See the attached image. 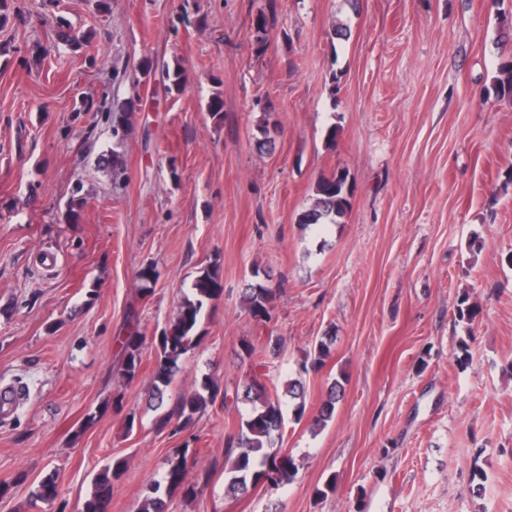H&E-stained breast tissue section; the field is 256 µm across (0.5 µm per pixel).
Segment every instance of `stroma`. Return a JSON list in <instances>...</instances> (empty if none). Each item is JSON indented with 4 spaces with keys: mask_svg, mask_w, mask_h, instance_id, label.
I'll return each mask as SVG.
<instances>
[{
    "mask_svg": "<svg viewBox=\"0 0 512 512\" xmlns=\"http://www.w3.org/2000/svg\"><path fill=\"white\" fill-rule=\"evenodd\" d=\"M108 2L8 0L0 28V390H27L0 411V512H81L115 459L127 471L109 512H137L139 489L181 455L188 482L209 481L168 512H512V102L495 89L512 0H277L263 34L268 0ZM61 21L91 31L83 52L55 43ZM146 59L125 129L78 113ZM176 65L171 92L161 71ZM103 148L121 173L99 167ZM341 170L348 214L302 231L318 179ZM76 188L87 204L73 222ZM213 264L224 292L165 402L206 377L227 397L172 436L150 403L153 338ZM256 267L277 291L267 324L242 302ZM465 295L469 325L454 319ZM133 329L147 342L125 386L119 341ZM326 336L323 367L298 374ZM253 374L302 381L305 415L282 442L298 470L233 499L224 442ZM336 382L334 415L315 425ZM53 470L66 508L29 510Z\"/></svg>",
    "mask_w": 512,
    "mask_h": 512,
    "instance_id": "1",
    "label": "stroma"
}]
</instances>
